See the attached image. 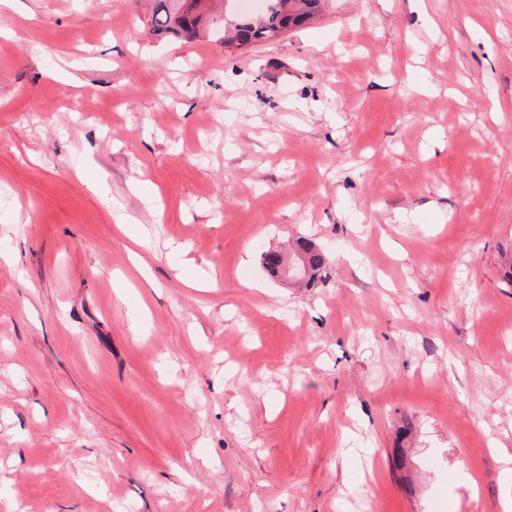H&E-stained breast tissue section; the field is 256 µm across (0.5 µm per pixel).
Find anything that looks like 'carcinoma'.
I'll list each match as a JSON object with an SVG mask.
<instances>
[{
  "label": "carcinoma",
  "instance_id": "obj_1",
  "mask_svg": "<svg viewBox=\"0 0 512 512\" xmlns=\"http://www.w3.org/2000/svg\"><path fill=\"white\" fill-rule=\"evenodd\" d=\"M205 0H155L151 23L161 33L192 39L210 33L224 44L238 48L279 37L304 25L316 10L319 0H267L268 9L261 18L243 14L203 12ZM311 277L326 266L327 257L307 240L300 241Z\"/></svg>",
  "mask_w": 512,
  "mask_h": 512
}]
</instances>
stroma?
Wrapping results in <instances>:
<instances>
[{
    "instance_id": "stroma-1",
    "label": "stroma",
    "mask_w": 512,
    "mask_h": 512,
    "mask_svg": "<svg viewBox=\"0 0 512 512\" xmlns=\"http://www.w3.org/2000/svg\"><path fill=\"white\" fill-rule=\"evenodd\" d=\"M151 5L0 0V512H499L512 0ZM207 0H155L151 23L161 33L186 39L208 32L224 44L237 48L279 37L289 29L309 21L319 0H267L268 9L260 20L243 14L209 13L206 23L202 11Z\"/></svg>"
}]
</instances>
